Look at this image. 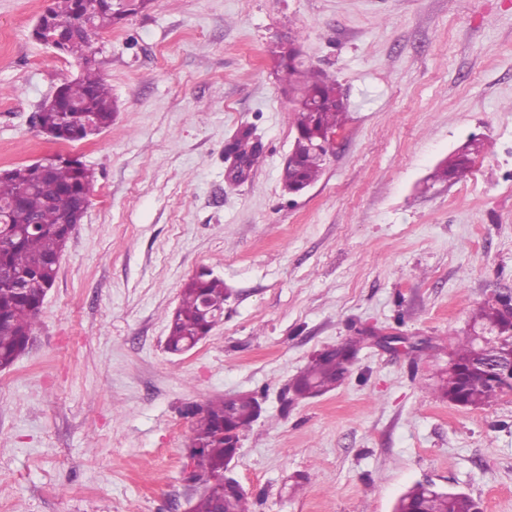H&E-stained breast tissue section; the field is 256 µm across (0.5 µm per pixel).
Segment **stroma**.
Returning a JSON list of instances; mask_svg holds the SVG:
<instances>
[{
    "mask_svg": "<svg viewBox=\"0 0 512 512\" xmlns=\"http://www.w3.org/2000/svg\"><path fill=\"white\" fill-rule=\"evenodd\" d=\"M48 0H0V170L55 154L94 171L28 350L0 370V512H185L186 405L251 392L233 475L254 512H393L415 483L512 512V396L436 398L472 317L512 294V0H153L91 51L118 112L79 143L40 104L80 65L35 41ZM347 101L320 180L284 191L295 136L275 53ZM251 130L258 165L231 177ZM474 145L463 177L438 163ZM231 292L167 351L180 292ZM427 338L418 357L370 339ZM367 337L335 390L293 399L315 352ZM201 273L191 278L181 291L179 306L169 322L166 348L181 354L198 344L224 317L228 296L224 281Z\"/></svg>",
    "mask_w": 512,
    "mask_h": 512,
    "instance_id": "1",
    "label": "stroma"
}]
</instances>
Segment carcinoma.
Returning a JSON list of instances; mask_svg holds the SVG:
<instances>
[{
	"label": "carcinoma",
	"mask_w": 512,
	"mask_h": 512,
	"mask_svg": "<svg viewBox=\"0 0 512 512\" xmlns=\"http://www.w3.org/2000/svg\"><path fill=\"white\" fill-rule=\"evenodd\" d=\"M152 0H138L130 9L101 5L89 19L88 30L70 36L60 53L71 56L82 65L80 77L63 82L67 101L80 104L82 112H60L56 102L44 101L36 112L37 127L55 133L57 140L69 143L88 138L87 121L99 131L112 125L116 112L111 88L101 79L95 65L87 62L91 35L112 28L131 14L149 6ZM46 12L62 26H71L82 16V0H51ZM279 67L288 85L297 93L293 111L296 112L295 139H312L341 129L346 104L339 93L336 80L328 78L315 67L300 61L295 40L280 52ZM236 158L247 166L259 159V150L249 141V132L240 134L231 147ZM471 150L466 149L441 162L434 177L448 180L462 175L470 163ZM327 164L324 153L302 149L282 169L281 180L288 192L304 191L320 178ZM94 173L79 160L68 157L52 165L42 176L26 165L8 169L0 175V202L13 201L8 214L12 232L0 248V268L10 271L24 282L19 288L12 281L0 280V370L17 360L27 349L41 312L46 292L52 288L62 253L74 228L72 220L80 204L89 202ZM38 225L33 230L30 225ZM228 296L224 281L201 273L191 278L181 291L179 306L169 322L166 348L181 354L198 344L224 317V302ZM479 328L503 337L512 345V329L504 327L499 302L480 308L475 317ZM347 375L344 354L333 349L321 359L308 363L295 379L293 387L302 391L313 387L321 394L335 389ZM463 392L470 406H482L507 393L505 388L490 381H471L459 387L455 376L448 373L437 392L452 398ZM224 403L218 398L204 406H192L185 415L192 419L191 447L194 448V469L197 475L215 480L210 492H202L196 500L188 501V512H251L248 495L234 490L224 491V466L233 449L226 444L236 442L252 428L258 418L260 403L251 393H238L234 406L238 422L224 428ZM479 503L460 492H443L418 483L403 493L394 509L406 512H472Z\"/></svg>",
	"instance_id": "cac0c4a2"
}]
</instances>
